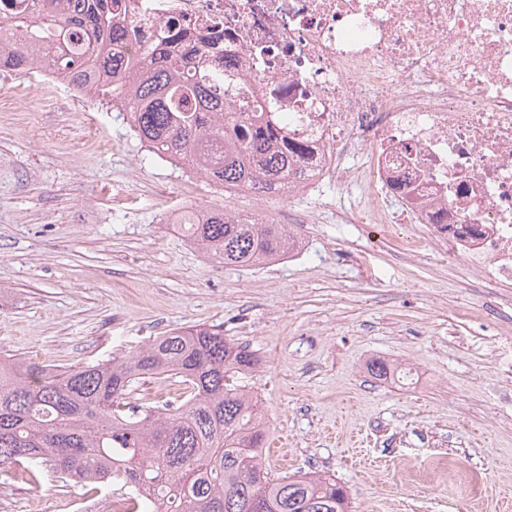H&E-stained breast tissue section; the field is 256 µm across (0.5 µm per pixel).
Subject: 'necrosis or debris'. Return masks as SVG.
<instances>
[{"mask_svg":"<svg viewBox=\"0 0 512 512\" xmlns=\"http://www.w3.org/2000/svg\"><path fill=\"white\" fill-rule=\"evenodd\" d=\"M127 50L165 27L223 59L224 101L294 159L287 194L368 187L482 281L512 279V0H122ZM366 169L350 167L359 153Z\"/></svg>","mask_w":512,"mask_h":512,"instance_id":"4bbe7bcc","label":"necrosis or debris"}]
</instances>
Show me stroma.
I'll return each instance as SVG.
<instances>
[{
	"label": "stroma",
	"instance_id": "obj_1",
	"mask_svg": "<svg viewBox=\"0 0 512 512\" xmlns=\"http://www.w3.org/2000/svg\"><path fill=\"white\" fill-rule=\"evenodd\" d=\"M0 95V357L78 367L220 326L258 358L244 380L272 477L334 476L352 512H512V285L449 261L425 225L340 224L359 190L326 184L269 212L293 257L222 266L181 209H256L153 157L126 120L64 83ZM307 216L304 224L295 223ZM416 242L405 250L403 238ZM412 369L378 377L375 360ZM107 494L0 469V512H74Z\"/></svg>",
	"mask_w": 512,
	"mask_h": 512
}]
</instances>
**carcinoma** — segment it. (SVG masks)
<instances>
[{
	"mask_svg": "<svg viewBox=\"0 0 512 512\" xmlns=\"http://www.w3.org/2000/svg\"><path fill=\"white\" fill-rule=\"evenodd\" d=\"M118 0H30L0 18V56L19 74L53 70L126 115L149 152L200 174L215 189L256 197L288 190V153L224 106V71L206 43L176 54L152 43L121 50ZM187 239L224 266L247 267L290 253L283 225L207 210L183 223ZM256 358L196 328L150 340L138 352L52 371L0 359V467L37 487L47 473L97 491L125 490L121 512H348L333 478L273 479L261 463L265 428L238 384ZM174 376L187 395L161 408L131 402L135 384Z\"/></svg>",
	"mask_w": 512,
	"mask_h": 512,
	"instance_id": "1",
	"label": "carcinoma"
}]
</instances>
